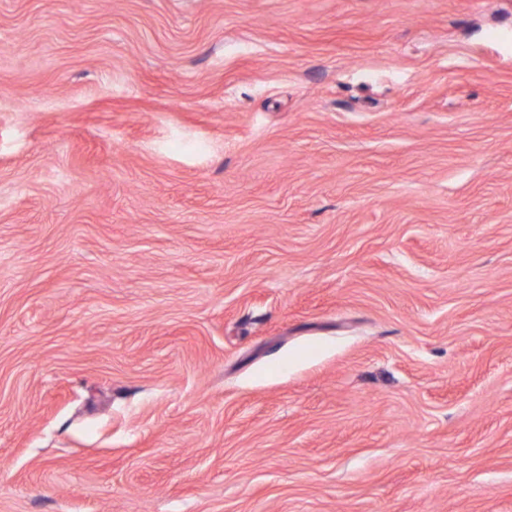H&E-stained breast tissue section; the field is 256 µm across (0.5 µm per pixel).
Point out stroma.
<instances>
[{"label": "stroma", "mask_w": 512, "mask_h": 512, "mask_svg": "<svg viewBox=\"0 0 512 512\" xmlns=\"http://www.w3.org/2000/svg\"><path fill=\"white\" fill-rule=\"evenodd\" d=\"M0 512H512V0H0Z\"/></svg>", "instance_id": "obj_1"}]
</instances>
